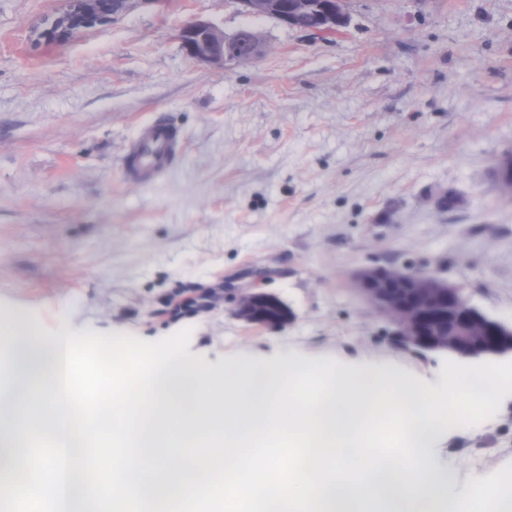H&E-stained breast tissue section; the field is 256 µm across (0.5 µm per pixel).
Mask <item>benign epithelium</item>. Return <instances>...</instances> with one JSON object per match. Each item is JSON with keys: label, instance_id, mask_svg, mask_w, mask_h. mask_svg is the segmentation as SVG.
<instances>
[{"label": "benign epithelium", "instance_id": "benign-epithelium-1", "mask_svg": "<svg viewBox=\"0 0 512 512\" xmlns=\"http://www.w3.org/2000/svg\"><path fill=\"white\" fill-rule=\"evenodd\" d=\"M64 7L31 30L33 41L57 43L93 28L106 27L138 4L154 0H63ZM238 13L268 17L302 32H330L347 26L348 0H232ZM195 34L196 48L190 55L223 67L254 60L263 55L265 44L249 28L231 35L214 25L196 21L181 32ZM497 180L512 196V153L494 165ZM355 290L395 326L403 344L419 350L483 360L512 356V326L493 319L473 307L460 290L437 277L389 267L360 271ZM237 314L246 322L279 325L289 310L276 297L249 293L237 303Z\"/></svg>", "mask_w": 512, "mask_h": 512}]
</instances>
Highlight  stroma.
Instances as JSON below:
<instances>
[{"label": "stroma", "mask_w": 512, "mask_h": 512, "mask_svg": "<svg viewBox=\"0 0 512 512\" xmlns=\"http://www.w3.org/2000/svg\"><path fill=\"white\" fill-rule=\"evenodd\" d=\"M60 0H0V308L53 331L156 341L191 355H296L396 365L432 387L445 355L395 343L354 291L359 270L436 276L512 324V0H349V24L310 35L228 0H146L63 44L30 27ZM203 20L256 31L229 68L180 34ZM162 116L184 151L149 184L124 152ZM454 192L459 205L440 208ZM247 291L293 312L234 314ZM457 489L512 464V396L437 441Z\"/></svg>", "instance_id": "stroma-1"}]
</instances>
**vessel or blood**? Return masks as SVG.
<instances>
[{
	"label": "vessel or blood",
	"mask_w": 512,
	"mask_h": 512,
	"mask_svg": "<svg viewBox=\"0 0 512 512\" xmlns=\"http://www.w3.org/2000/svg\"><path fill=\"white\" fill-rule=\"evenodd\" d=\"M180 150L181 136L172 123L154 119L141 124L127 148V178L142 184L154 182L170 169Z\"/></svg>",
	"instance_id": "b4317fda"
}]
</instances>
